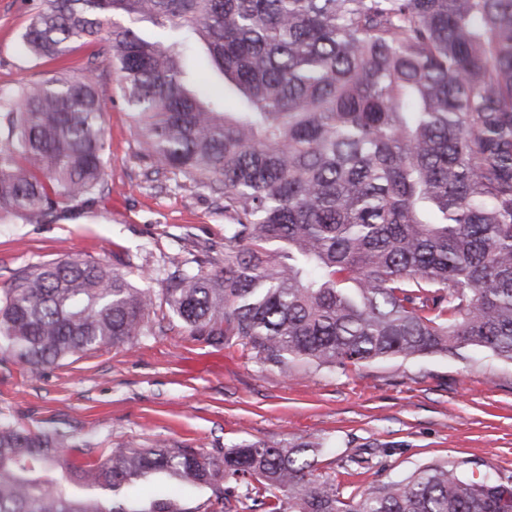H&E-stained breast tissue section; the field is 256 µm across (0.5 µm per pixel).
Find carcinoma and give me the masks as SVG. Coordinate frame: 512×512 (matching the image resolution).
<instances>
[{"label": "carcinoma", "instance_id": "carcinoma-1", "mask_svg": "<svg viewBox=\"0 0 512 512\" xmlns=\"http://www.w3.org/2000/svg\"><path fill=\"white\" fill-rule=\"evenodd\" d=\"M99 42L146 177L224 198V268L176 269L158 303L93 258L28 266L0 303L20 364L152 336L169 315L283 373L468 348L512 363V0H44L22 36L35 60ZM199 49L229 94L193 83ZM104 112L90 73L0 92V219L103 193ZM66 447L0 421V512H512V475L446 461L346 497L309 441L132 442L64 486ZM144 481L168 489L128 495ZM187 489L207 497L188 509Z\"/></svg>", "mask_w": 512, "mask_h": 512}]
</instances>
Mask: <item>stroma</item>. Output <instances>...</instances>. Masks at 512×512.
Segmentation results:
<instances>
[{"label": "stroma", "mask_w": 512, "mask_h": 512, "mask_svg": "<svg viewBox=\"0 0 512 512\" xmlns=\"http://www.w3.org/2000/svg\"><path fill=\"white\" fill-rule=\"evenodd\" d=\"M40 0H0V89L50 77L58 65L97 75L106 105L109 193L42 222L0 221V295L18 271L69 257L129 271L161 294L177 265L224 264V202L204 188L147 181L138 137L101 44L64 63L34 62L20 42ZM0 419L70 435L64 462L103 458L137 442L205 451L260 440L321 443L323 475L355 495L421 465L448 461L512 474V364L470 348L461 355L390 358L348 369L264 367L238 345L212 346L170 330L79 353L32 372L0 348Z\"/></svg>", "instance_id": "1"}]
</instances>
